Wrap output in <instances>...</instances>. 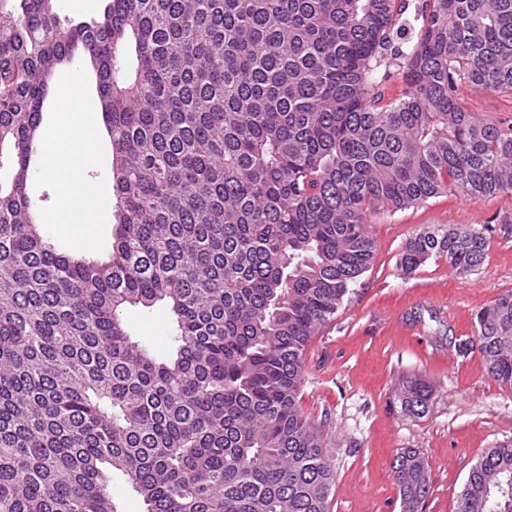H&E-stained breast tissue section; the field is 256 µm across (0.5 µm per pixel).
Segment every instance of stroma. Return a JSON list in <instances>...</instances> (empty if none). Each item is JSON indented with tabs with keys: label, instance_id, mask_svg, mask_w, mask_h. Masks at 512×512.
<instances>
[{
	"label": "stroma",
	"instance_id": "stroma-1",
	"mask_svg": "<svg viewBox=\"0 0 512 512\" xmlns=\"http://www.w3.org/2000/svg\"><path fill=\"white\" fill-rule=\"evenodd\" d=\"M457 96L470 111L512 119V95L469 84ZM94 166L79 173L72 189L85 199L111 196V146L99 138ZM377 242L373 265L354 284L345 306L305 350L301 404L323 426L335 484L330 512H400L391 463L405 448L428 461L429 494L419 512H454L471 467L489 448L512 441V386L490 379L478 351H460L474 334L479 310L512 291V196L472 200L455 191L368 218ZM471 224L488 251L466 275L443 260H428L412 273L400 267L407 240L434 225ZM54 246L88 260L104 259L112 215L83 227L45 225ZM132 338L156 356L174 347L167 308H128ZM419 378L433 390L427 412L401 408L406 381Z\"/></svg>",
	"mask_w": 512,
	"mask_h": 512
}]
</instances>
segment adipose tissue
<instances>
[{
	"label": "adipose tissue",
	"mask_w": 512,
	"mask_h": 512,
	"mask_svg": "<svg viewBox=\"0 0 512 512\" xmlns=\"http://www.w3.org/2000/svg\"><path fill=\"white\" fill-rule=\"evenodd\" d=\"M83 84L72 80L57 93L56 118L43 129L45 172L60 184L97 159V135L77 106Z\"/></svg>",
	"instance_id": "obj_1"
}]
</instances>
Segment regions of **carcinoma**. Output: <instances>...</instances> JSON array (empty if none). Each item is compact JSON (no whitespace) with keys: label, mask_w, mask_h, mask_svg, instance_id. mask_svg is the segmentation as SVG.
I'll use <instances>...</instances> for the list:
<instances>
[{"label":"carcinoma","mask_w":512,"mask_h":512,"mask_svg":"<svg viewBox=\"0 0 512 512\" xmlns=\"http://www.w3.org/2000/svg\"><path fill=\"white\" fill-rule=\"evenodd\" d=\"M0 0V512H329L334 468L301 410L304 353L373 262L368 217L446 190L512 195V123L469 111L512 94V0ZM95 76L112 146L102 261L54 247L29 195L57 73ZM395 71L409 90L385 100ZM470 225L410 237L401 268L466 274ZM167 306L173 352L134 341L129 306ZM486 374L512 386V291L482 308ZM423 415L432 389L406 382ZM401 512L429 464L392 463ZM455 512H512V442L470 469ZM60 16L61 18H69L75 21H90L97 17L105 6L103 0H92L91 6L88 8L80 7V0H60ZM457 97L471 112H479L493 120L512 119V95L486 91L470 84L458 87ZM112 493L119 512H144L141 497L134 492L119 475H113Z\"/></svg>","instance_id":"cac0c4a2"}]
</instances>
